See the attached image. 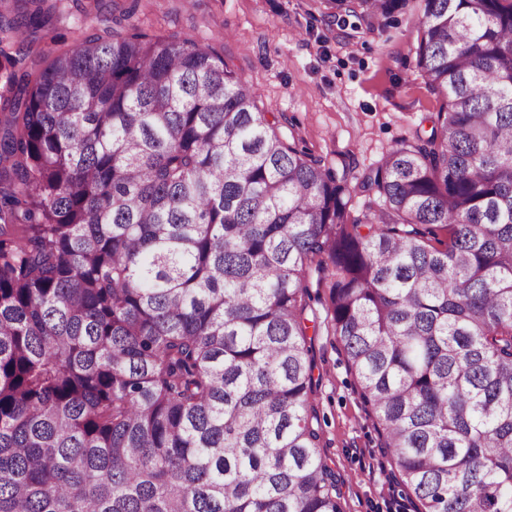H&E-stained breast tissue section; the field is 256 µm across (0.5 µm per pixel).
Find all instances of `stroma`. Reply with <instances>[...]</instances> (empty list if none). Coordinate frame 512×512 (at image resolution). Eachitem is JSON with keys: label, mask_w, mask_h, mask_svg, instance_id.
<instances>
[{"label": "stroma", "mask_w": 512, "mask_h": 512, "mask_svg": "<svg viewBox=\"0 0 512 512\" xmlns=\"http://www.w3.org/2000/svg\"><path fill=\"white\" fill-rule=\"evenodd\" d=\"M132 1L149 33L189 35L220 52L281 130L346 171L350 183L397 142L428 135L440 108L416 68L419 0L371 30L353 17L335 21L327 0H60L56 33L78 45L113 4ZM311 356L322 455L336 473L344 512H414L327 327L313 336Z\"/></svg>", "instance_id": "1"}]
</instances>
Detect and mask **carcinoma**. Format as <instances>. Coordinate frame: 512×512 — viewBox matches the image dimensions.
<instances>
[{
    "instance_id": "carcinoma-1",
    "label": "carcinoma",
    "mask_w": 512,
    "mask_h": 512,
    "mask_svg": "<svg viewBox=\"0 0 512 512\" xmlns=\"http://www.w3.org/2000/svg\"><path fill=\"white\" fill-rule=\"evenodd\" d=\"M408 2L329 5L371 28ZM136 7L68 48L58 0H0V512H343L314 274L415 512H512V0H420L440 110L360 217Z\"/></svg>"
}]
</instances>
